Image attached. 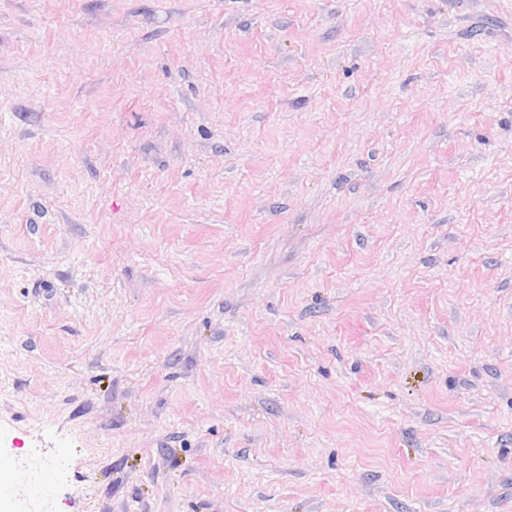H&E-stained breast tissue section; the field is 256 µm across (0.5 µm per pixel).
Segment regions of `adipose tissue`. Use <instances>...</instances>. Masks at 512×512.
Listing matches in <instances>:
<instances>
[{
	"label": "adipose tissue",
	"instance_id": "ef3b65f1",
	"mask_svg": "<svg viewBox=\"0 0 512 512\" xmlns=\"http://www.w3.org/2000/svg\"><path fill=\"white\" fill-rule=\"evenodd\" d=\"M18 484L32 486L33 492L19 502L20 512H52V496L46 471L36 459L0 454V495L8 496Z\"/></svg>",
	"mask_w": 512,
	"mask_h": 512
}]
</instances>
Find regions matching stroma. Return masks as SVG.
<instances>
[{
	"instance_id": "35a3bbf8",
	"label": "stroma",
	"mask_w": 512,
	"mask_h": 512,
	"mask_svg": "<svg viewBox=\"0 0 512 512\" xmlns=\"http://www.w3.org/2000/svg\"><path fill=\"white\" fill-rule=\"evenodd\" d=\"M0 450L55 512H512V0H0Z\"/></svg>"
}]
</instances>
